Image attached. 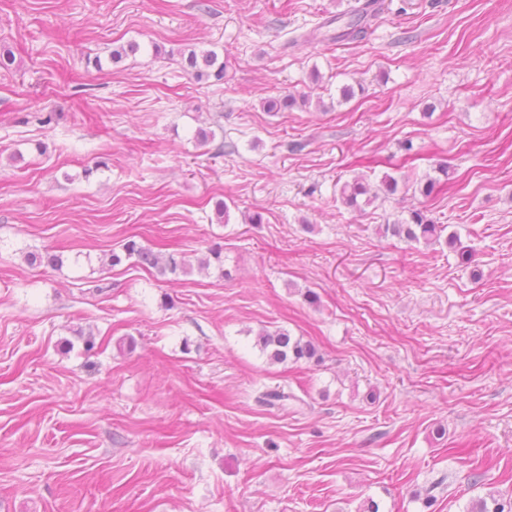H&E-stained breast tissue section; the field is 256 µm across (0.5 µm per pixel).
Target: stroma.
Returning <instances> with one entry per match:
<instances>
[{
	"instance_id": "35a3bbf8",
	"label": "stroma",
	"mask_w": 512,
	"mask_h": 512,
	"mask_svg": "<svg viewBox=\"0 0 512 512\" xmlns=\"http://www.w3.org/2000/svg\"><path fill=\"white\" fill-rule=\"evenodd\" d=\"M361 2L0 0V512L512 496V0H384L364 39L303 42ZM442 164L431 197L336 200ZM414 208L471 263L380 234ZM129 239L187 273L111 265ZM278 328L318 360L270 363ZM187 68L190 69L197 81L214 82L224 80L226 62H218V54L211 49L197 50L188 48L181 53ZM399 182L391 176L381 178L379 185L373 186L364 178H354L344 182L339 188V200L352 209H361V205H370L381 199L385 201L398 191Z\"/></svg>"
}]
</instances>
